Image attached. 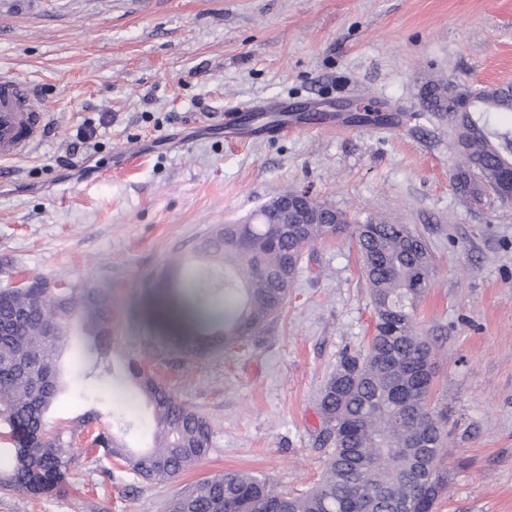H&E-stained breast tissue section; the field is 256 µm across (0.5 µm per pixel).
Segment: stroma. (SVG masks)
<instances>
[{
    "label": "stroma",
    "instance_id": "stroma-1",
    "mask_svg": "<svg viewBox=\"0 0 512 512\" xmlns=\"http://www.w3.org/2000/svg\"><path fill=\"white\" fill-rule=\"evenodd\" d=\"M435 75L512 85V0H0V78L31 83L49 120L0 173V289L38 275L101 288L114 346L133 355L153 316L148 276L175 257L195 274L194 247L213 225L285 190L358 222L410 225L436 266L417 312L448 406V490L435 512H512V204L453 189L448 120L420 99ZM284 98L324 102L335 129L225 138L224 112ZM351 103L386 122L343 117ZM375 322L354 241L316 243L281 315L247 345L158 360L211 425L203 461L153 484L77 443L68 492L0 489V512H160L227 472L311 488L327 463L319 391ZM93 358L71 334L49 431L93 411L148 447L149 408L127 383L84 379Z\"/></svg>",
    "mask_w": 512,
    "mask_h": 512
}]
</instances>
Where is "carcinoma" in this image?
Wrapping results in <instances>:
<instances>
[{
    "mask_svg": "<svg viewBox=\"0 0 512 512\" xmlns=\"http://www.w3.org/2000/svg\"><path fill=\"white\" fill-rule=\"evenodd\" d=\"M422 105L448 116L462 188L495 192L512 167V87L474 88L431 80ZM317 223L283 228L274 201L257 210L255 224H217L199 257L224 269V281L185 280L175 259L148 287L168 306L177 328L152 337L151 350L187 359L221 353L246 341L278 317L288 300L305 249L329 235L354 239L376 311L373 336L339 357L321 391L319 441L330 447L318 485L302 494L238 472L204 479L172 496L164 512H433L447 491L442 469L448 411L432 398L434 344L417 330L416 312L435 267L425 239L384 217L350 224L348 215L314 202ZM33 277L23 288L0 290V420L11 441L0 459V485L31 496L70 485L72 446L84 436L145 480L167 482L209 452L211 426L182 402L153 366L137 356L111 368L112 309L94 286L49 288ZM224 291V315H204ZM91 336L98 357L87 378L128 380L152 408L151 448L134 450L123 434L89 413L49 434L46 417L60 391L56 359L71 329Z\"/></svg>",
    "mask_w": 512,
    "mask_h": 512,
    "instance_id": "1",
    "label": "carcinoma"
}]
</instances>
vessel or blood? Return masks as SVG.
<instances>
[{
    "mask_svg": "<svg viewBox=\"0 0 512 512\" xmlns=\"http://www.w3.org/2000/svg\"><path fill=\"white\" fill-rule=\"evenodd\" d=\"M36 91L28 82L11 77L0 79V165L24 156L39 141L47 115L34 108ZM276 126L248 127L241 115H224V135L230 139H252L279 134Z\"/></svg>",
    "mask_w": 512,
    "mask_h": 512,
    "instance_id": "vessel-or-blood-1",
    "label": "vessel or blood"
}]
</instances>
